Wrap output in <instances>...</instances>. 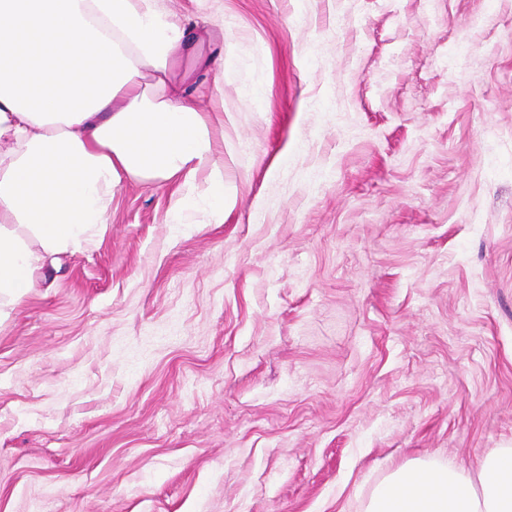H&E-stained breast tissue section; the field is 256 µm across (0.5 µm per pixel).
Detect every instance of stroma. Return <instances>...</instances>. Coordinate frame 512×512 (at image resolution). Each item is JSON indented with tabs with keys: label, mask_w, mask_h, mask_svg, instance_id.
<instances>
[{
	"label": "stroma",
	"mask_w": 512,
	"mask_h": 512,
	"mask_svg": "<svg viewBox=\"0 0 512 512\" xmlns=\"http://www.w3.org/2000/svg\"><path fill=\"white\" fill-rule=\"evenodd\" d=\"M224 21L231 205L125 183L0 319V512H361L512 444V0Z\"/></svg>",
	"instance_id": "stroma-1"
}]
</instances>
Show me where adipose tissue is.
Listing matches in <instances>:
<instances>
[{
	"mask_svg": "<svg viewBox=\"0 0 512 512\" xmlns=\"http://www.w3.org/2000/svg\"><path fill=\"white\" fill-rule=\"evenodd\" d=\"M223 125V25L175 20L158 0H0V308L49 257L88 248L122 183H178L176 208L223 223L224 175L210 166ZM363 512H512V448L474 477L401 465Z\"/></svg>",
	"mask_w": 512,
	"mask_h": 512,
	"instance_id": "ef3b65f1",
	"label": "adipose tissue"
}]
</instances>
